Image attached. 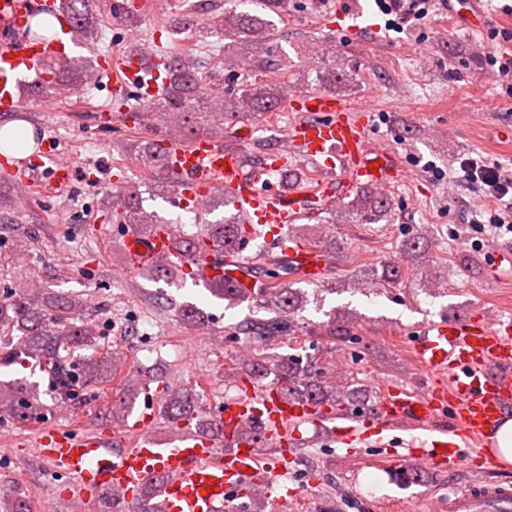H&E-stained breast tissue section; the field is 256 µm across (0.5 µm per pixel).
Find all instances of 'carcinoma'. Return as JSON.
<instances>
[{"label": "carcinoma", "mask_w": 512, "mask_h": 512, "mask_svg": "<svg viewBox=\"0 0 512 512\" xmlns=\"http://www.w3.org/2000/svg\"><path fill=\"white\" fill-rule=\"evenodd\" d=\"M254 5L250 11H228L213 21L211 26H200L198 32H213L224 37V51L234 56L222 62L242 76L236 90L227 94L221 87V72L210 66L209 59L202 54L168 55L163 45H151L155 56L168 58V82L159 97L138 112L135 104L126 99L116 100L119 106L137 111L135 118L144 123L150 112H163L175 121L193 126L205 120L207 115H220L235 120L247 112H264L280 103L279 90L271 84H262L253 78L259 70H269L272 61L261 54L273 32V23L267 12L276 15L288 10V0H243ZM107 6V0H66L75 19L79 33L90 38L91 32L86 20L96 5ZM142 155L159 176L168 178L167 160L163 147L156 141L144 144ZM353 211L361 217H376L388 209L386 200L368 194H359L352 202ZM112 220L119 224H130L137 228H149L154 223L153 215L143 211L136 204L112 202ZM243 233V226L236 215L210 225L208 239L224 244V248L236 245ZM282 272L257 267L259 277L270 279L269 285L256 297H245L243 289L232 281L218 283L210 288L213 296L230 303L246 300L268 310L272 317L247 322L242 328L250 339L268 344L294 331V317L305 310L309 303L306 291L294 288L284 276L294 270L282 265ZM81 301L73 295H59L52 292H36L19 289L0 296V341L8 345L9 353L18 357L36 356L40 365L52 373L53 389L56 394L66 397L71 387L81 381L85 385L100 384L108 380L111 373L124 363L118 353L101 357L85 356L78 362H71L63 353L73 348L95 345L97 331L93 324L79 318ZM323 339L334 343L350 336L345 323L328 315L322 329ZM252 376L259 380H270L283 397L306 398L331 410L368 411L376 409V402L360 380L351 378L341 389L329 386L323 379V372L311 362L278 353H266L252 360ZM26 388L19 383L0 381V418L8 417L20 421L42 417L45 404L37 397H23ZM169 420L186 421L199 413V394L187 386H172L165 395ZM0 512H31L29 500L21 493L0 501Z\"/></svg>", "instance_id": "obj_1"}]
</instances>
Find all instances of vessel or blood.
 Returning a JSON list of instances; mask_svg holds the SVG:
<instances>
[{
    "instance_id": "1",
    "label": "vessel or blood",
    "mask_w": 512,
    "mask_h": 512,
    "mask_svg": "<svg viewBox=\"0 0 512 512\" xmlns=\"http://www.w3.org/2000/svg\"><path fill=\"white\" fill-rule=\"evenodd\" d=\"M449 10L466 25L485 22L477 0H454ZM37 13L55 15L64 29L62 37L49 42L23 38L28 18ZM0 24L15 33L0 42V112L24 113L25 87L47 79L41 64L75 49V22L64 0H0ZM91 74L95 84L114 96L153 98L167 81L164 58L144 62L117 52L97 58ZM288 107L300 118L284 129L289 152L272 155L269 168L283 169L292 155L312 160L327 172L316 190L260 185L248 178L241 145L250 140L249 129L237 130L235 148L206 136L188 142L165 136L173 185L168 204L196 212L220 187L249 222L235 249L205 239L192 256L181 249V232L173 225H153L146 236L129 228L118 230L128 270L162 263L203 286L231 276L250 293L259 285L252 256L260 237L302 279L317 281L328 273L332 261L324 249L301 242L281 244L290 225L303 216V202L317 193L326 202H336L342 191L360 181L387 189L397 182L402 167L372 142L366 110L318 91L293 95ZM41 152L46 168L16 159L1 166L0 173L28 186L44 179L58 187L70 185L73 167L66 152L51 139L44 140ZM407 342L414 362L439 374L440 382L420 393L399 384L382 386L378 407L366 419L337 414L306 399L287 400L272 387L242 379L238 395L208 409L220 435L185 425L173 439L162 441L152 430L171 385L166 378L144 386L123 429L103 433L41 427L36 448L66 478L61 499L80 507L112 495L131 505L149 487L161 512H222L228 504L245 512L252 498L266 493L285 474L284 452L301 440L304 427L347 446L390 439L411 427L419 435L408 442L399 461L450 471L469 467L473 456L481 461L469 467L470 481L449 500L448 512H512V484L489 478L501 468L491 435L512 414V321L484 315L430 319ZM444 419L449 422L445 428L440 425ZM264 445L269 448L265 454L260 451Z\"/></svg>"
}]
</instances>
